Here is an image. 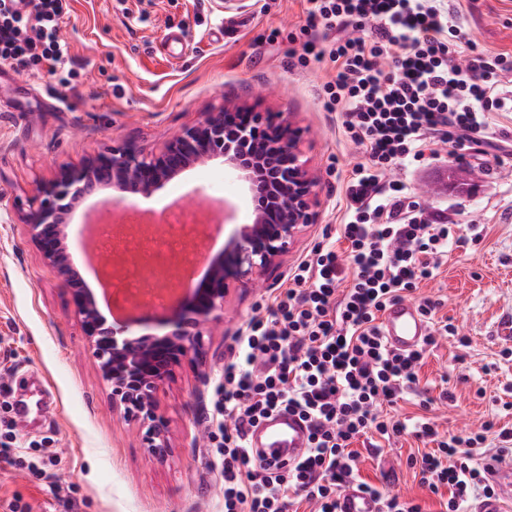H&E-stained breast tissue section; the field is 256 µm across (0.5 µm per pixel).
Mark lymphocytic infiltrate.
I'll use <instances>...</instances> for the list:
<instances>
[{"label":"lymphocytic infiltrate","mask_w":512,"mask_h":512,"mask_svg":"<svg viewBox=\"0 0 512 512\" xmlns=\"http://www.w3.org/2000/svg\"><path fill=\"white\" fill-rule=\"evenodd\" d=\"M305 20L289 33L296 66L329 62L336 74L320 89L341 135L363 157L344 185L345 222L334 241L314 245L288 274L267 316L250 318L224 363L216 410L224 512H337L348 486L374 497L379 512H423L420 504L363 480L351 444L359 438L413 436L433 451L409 456L431 493L448 487L447 512L474 493L491 495L488 449L512 453V428L485 422L465 436L440 434L431 418L389 417L384 407L423 397L419 371L448 335L439 301L422 299L424 343L399 353L385 343L380 317L419 283L437 276L458 225L435 220L393 178L499 149L493 113L512 112L501 78L512 55L486 52L461 63L471 38L445 0H306ZM70 0H27L16 11L0 0V62L31 72L69 64L58 32ZM285 408L309 424L310 446L291 469L265 462L247 445L251 427Z\"/></svg>","instance_id":"lymphocytic-infiltrate-1"}]
</instances>
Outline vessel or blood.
<instances>
[{"label": "vessel or blood", "mask_w": 512, "mask_h": 512, "mask_svg": "<svg viewBox=\"0 0 512 512\" xmlns=\"http://www.w3.org/2000/svg\"><path fill=\"white\" fill-rule=\"evenodd\" d=\"M382 333L388 345L397 351H411L422 344L428 333L425 317L417 304L403 300L386 307L381 316ZM248 445L265 459L291 466L309 446V428L293 411L277 410L260 421L248 434ZM485 473L494 485L493 495L482 498L473 512H507L512 505V459H489ZM340 512H378L377 502L355 488H347L340 497Z\"/></svg>", "instance_id": "b4317fda"}]
</instances>
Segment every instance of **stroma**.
Returning <instances> with one entry per match:
<instances>
[{
    "label": "stroma",
    "instance_id": "35a3bbf8",
    "mask_svg": "<svg viewBox=\"0 0 512 512\" xmlns=\"http://www.w3.org/2000/svg\"><path fill=\"white\" fill-rule=\"evenodd\" d=\"M478 48L512 54V0H447ZM60 27L74 77L20 73L0 63V504L21 512H224V479L208 436L216 432V387L224 362L256 306L286 287L289 269L342 222L341 185L359 159L338 135L318 97L330 65L291 66L288 34L305 18V0H71ZM234 20L228 31L221 22ZM183 35L187 53L168 57L167 35ZM285 112L305 131L303 149L319 180L317 221L272 265L262 290L230 288L219 331L201 355L176 368L156 394L171 446L148 452L136 424L114 410L111 388L87 348L71 295L22 233V217L58 164L80 166L128 145L157 152L170 136L225 103ZM202 181L191 170L138 209L160 210L176 198L193 207L203 186L208 208L226 207L223 242L251 219L245 185L225 191V170ZM421 206L449 223L480 225L479 244L452 247L439 276L419 288L441 300L452 332L427 357L421 378L431 393L448 384L455 399L429 411L441 429L512 424V156L504 162L456 160L413 178ZM40 400L39 414L20 405ZM361 477L384 483L440 512L406 464L417 444L405 437L376 453L355 442ZM51 457L45 479L28 464Z\"/></svg>",
    "mask_w": 512,
    "mask_h": 512
}]
</instances>
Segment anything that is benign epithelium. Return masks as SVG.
Masks as SVG:
<instances>
[{"instance_id": "obj_1", "label": "benign epithelium", "mask_w": 512, "mask_h": 512, "mask_svg": "<svg viewBox=\"0 0 512 512\" xmlns=\"http://www.w3.org/2000/svg\"><path fill=\"white\" fill-rule=\"evenodd\" d=\"M302 144L303 131L290 116L226 104L149 156L118 146L79 169L58 165L54 179L39 188L38 205L24 215V235L69 290L88 350L112 388V407L137 423L144 447L153 454L170 447L155 393L183 359L200 349L206 329H219L230 283L263 287L269 267L315 220L317 178L304 160ZM207 165H220L247 184L252 220L240 225L224 253L210 261L203 287L174 306L164 333L134 334L129 321L112 322L97 307L70 252L71 216L87 198L103 192L107 196L100 204L128 208L137 197ZM107 266L121 279L134 274L157 284L192 269L182 260L161 262L124 251L109 255Z\"/></svg>"}]
</instances>
